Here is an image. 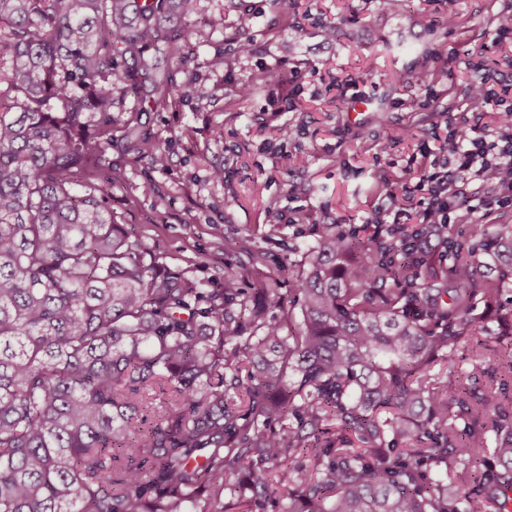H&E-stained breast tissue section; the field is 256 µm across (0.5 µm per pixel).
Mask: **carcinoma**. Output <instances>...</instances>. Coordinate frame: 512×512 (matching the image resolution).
I'll return each mask as SVG.
<instances>
[{"label": "carcinoma", "instance_id": "carcinoma-1", "mask_svg": "<svg viewBox=\"0 0 512 512\" xmlns=\"http://www.w3.org/2000/svg\"><path fill=\"white\" fill-rule=\"evenodd\" d=\"M195 12L0 0V512H224L230 486L236 512H512V359L480 384L431 373L512 341L511 223L467 249L318 224L289 301L246 267L201 288L111 218L114 93L188 97L147 51L192 47ZM290 302L284 336L265 311Z\"/></svg>", "mask_w": 512, "mask_h": 512}]
</instances>
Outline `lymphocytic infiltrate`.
<instances>
[{
    "label": "lymphocytic infiltrate",
    "mask_w": 512,
    "mask_h": 512,
    "mask_svg": "<svg viewBox=\"0 0 512 512\" xmlns=\"http://www.w3.org/2000/svg\"><path fill=\"white\" fill-rule=\"evenodd\" d=\"M473 75L465 93L466 108L449 119L443 143L429 169L419 176L426 197L418 221L438 230L447 228L460 211L472 215L476 223L486 224L501 209L512 206V128L495 132L480 123L489 109L508 113L512 105L491 88L484 67H474ZM462 174L478 186L494 185L495 194L466 191L458 183Z\"/></svg>",
    "instance_id": "obj_1"
}]
</instances>
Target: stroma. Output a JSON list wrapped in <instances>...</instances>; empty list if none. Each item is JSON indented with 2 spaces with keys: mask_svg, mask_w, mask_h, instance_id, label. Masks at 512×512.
I'll return each mask as SVG.
<instances>
[{
  "mask_svg": "<svg viewBox=\"0 0 512 512\" xmlns=\"http://www.w3.org/2000/svg\"><path fill=\"white\" fill-rule=\"evenodd\" d=\"M512 0H402L379 13L377 0H297V20L273 0H199L190 23L195 45L149 56L158 71L189 88L181 103L139 111L134 95L117 102L112 143L97 168L109 206L145 249L201 287L216 291L248 258L224 241L244 237L263 255L249 281L295 287L306 269L318 224H361L384 202L421 147L436 148L448 113L463 101L474 50L485 61L512 55V38L496 34ZM254 16L251 50L233 74L211 66L216 53L238 52L230 25ZM347 17L336 42L325 24ZM428 47L430 89L391 86L392 72L412 67ZM297 69L299 88L279 101L271 86L250 97L234 92L270 68ZM163 151L165 168L151 161ZM224 170L214 179L213 168ZM124 174L109 184L112 169Z\"/></svg>",
  "mask_w": 512,
  "mask_h": 512,
  "instance_id": "1",
  "label": "stroma"
}]
</instances>
